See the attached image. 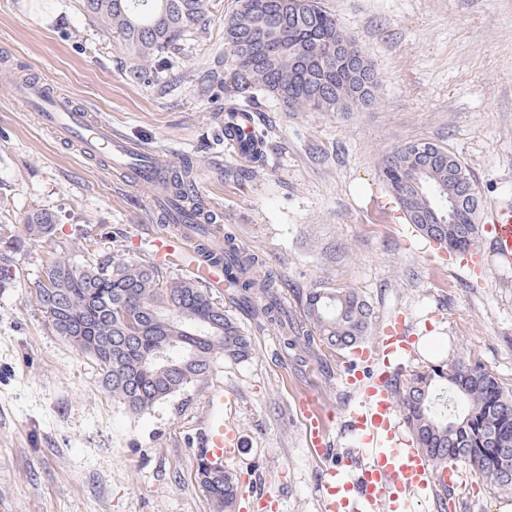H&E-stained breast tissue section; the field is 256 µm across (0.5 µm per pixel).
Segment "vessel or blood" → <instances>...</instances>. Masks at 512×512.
<instances>
[{
  "label": "vessel or blood",
  "mask_w": 512,
  "mask_h": 512,
  "mask_svg": "<svg viewBox=\"0 0 512 512\" xmlns=\"http://www.w3.org/2000/svg\"><path fill=\"white\" fill-rule=\"evenodd\" d=\"M22 92L47 104L42 118L60 141L115 169L126 185L152 187L147 207L160 225L150 241V256L155 265H187L196 280L207 287L225 288L224 227L208 205L179 211L169 204L165 185L177 168L171 152L148 149L117 131L110 122L70 108L45 84L24 85ZM217 121L227 146L237 158L255 160L265 154V143L254 137L256 120L252 109H234L219 115ZM482 221L491 235L493 257L511 263L512 202L492 203ZM409 348L405 320L396 316L388 320L372 343L359 351L358 363L345 368L346 382L360 391L358 403L347 414V424L361 445L324 470L325 512H416L437 483L450 482V471H438L420 449L398 438L400 415L390 380L396 362ZM207 403L211 414L201 432V446L195 451V459L220 466L240 453L243 442L236 429L224 424L223 391L210 392ZM303 416L308 447L324 454L327 438L322 418L310 410L304 411Z\"/></svg>",
  "instance_id": "vessel-or-blood-1"
}]
</instances>
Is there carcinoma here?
<instances>
[{"instance_id":"1","label":"carcinoma","mask_w":512,"mask_h":512,"mask_svg":"<svg viewBox=\"0 0 512 512\" xmlns=\"http://www.w3.org/2000/svg\"><path fill=\"white\" fill-rule=\"evenodd\" d=\"M87 14L124 41L148 63L163 57L198 33L206 0H84ZM224 39L237 60L232 96L253 99L260 88L291 110L347 111L376 105L377 74L359 56L347 68L336 49H355L354 38L319 0L309 10H294L293 0H239L224 23ZM421 142L395 148L381 162V176L407 223L427 240L437 225L428 207L435 196L407 188L419 160ZM440 160L429 182L459 199L460 224L448 225L440 247L464 254L476 245L478 193L471 170L438 145ZM168 193L189 205L190 184L177 177ZM28 236L48 238L55 217L48 210L27 216ZM24 240L0 224V293L15 284L16 255ZM258 258L243 255L227 241L224 269L243 304H262L271 323L281 321L278 279L260 273ZM36 297L55 331L99 366L105 390L133 413L208 376L220 359L243 362L252 342L237 320L195 279L168 281L150 261L89 263L78 269L65 259L46 266L35 280ZM176 308L194 317L191 324L163 321ZM303 313L311 331L329 349L350 350L368 335L373 310L356 291L315 288L304 297ZM413 441L435 465H463L501 489L512 490L503 470V452L512 454V393L477 362L461 360L446 368L435 364L395 384ZM195 479L217 512H234L239 486L233 473L202 467Z\"/></svg>"}]
</instances>
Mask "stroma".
Here are the masks:
<instances>
[{
	"label": "stroma",
	"mask_w": 512,
	"mask_h": 512,
	"mask_svg": "<svg viewBox=\"0 0 512 512\" xmlns=\"http://www.w3.org/2000/svg\"><path fill=\"white\" fill-rule=\"evenodd\" d=\"M322 3L374 64L378 104L295 112L256 91L267 150L247 168L225 151L213 120L236 72L224 21L238 0H209L204 30L150 67L82 0H0V224L20 234L33 210L57 217L51 237L28 240L15 288L0 294V512H215L195 480L194 450L216 388L245 443L228 464L240 486L236 512H323L321 475L354 445L343 413L358 399L343 379L352 352L316 340L284 346L281 329L241 308L230 289L218 301L251 337L249 360L217 362L142 414L113 401L97 363L53 329L31 283L61 256L77 267L147 258L157 230L142 210L149 192L58 142L14 100L23 79L190 160L225 232L278 275L289 326L304 323L311 289H351L373 309L370 335L401 314L416 336L400 377L462 359L512 389V265L482 239L480 273L433 250L380 173L397 146L433 142L472 171L481 207L512 198V0ZM306 401L324 417L327 455L306 444ZM463 476L446 509L421 512H512V491Z\"/></svg>",
	"instance_id": "obj_1"
}]
</instances>
